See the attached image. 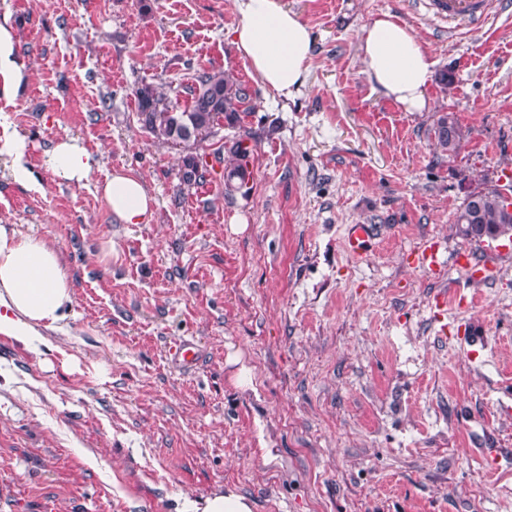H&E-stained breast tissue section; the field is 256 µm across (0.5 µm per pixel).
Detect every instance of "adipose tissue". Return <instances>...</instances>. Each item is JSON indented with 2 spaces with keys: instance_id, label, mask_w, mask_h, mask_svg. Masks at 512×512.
<instances>
[{
  "instance_id": "ef3b65f1",
  "label": "adipose tissue",
  "mask_w": 512,
  "mask_h": 512,
  "mask_svg": "<svg viewBox=\"0 0 512 512\" xmlns=\"http://www.w3.org/2000/svg\"><path fill=\"white\" fill-rule=\"evenodd\" d=\"M239 15L231 30L237 52L262 84L288 97L307 77L312 32L282 0H234ZM10 27L0 23V93L17 95L27 78V65L14 49ZM365 73L373 92L408 112L428 106L427 88L434 62L413 29L385 13L374 18L361 39ZM11 161L14 181L29 178L27 144L7 118L0 116V157ZM44 162L61 181L77 186L94 171L92 155L77 139L57 140ZM107 210L121 224H148L155 200L145 182L118 170L97 187ZM73 301L70 281L59 253L44 240L0 224V334L28 345L39 327H54Z\"/></svg>"
}]
</instances>
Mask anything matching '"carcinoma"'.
Listing matches in <instances>:
<instances>
[{
  "instance_id": "1",
  "label": "carcinoma",
  "mask_w": 512,
  "mask_h": 512,
  "mask_svg": "<svg viewBox=\"0 0 512 512\" xmlns=\"http://www.w3.org/2000/svg\"><path fill=\"white\" fill-rule=\"evenodd\" d=\"M186 104L171 98L167 92L152 84H143L136 90L140 121L158 141L164 144L191 146L214 133L220 121L235 127L241 121V107L246 90L222 70L202 69L192 76L185 86ZM436 148L450 156L459 152L464 132L454 115L446 113L437 120ZM251 137L239 135L228 149L224 171V188L227 192L245 185L247 162L252 153ZM208 164L202 156L187 154L180 169V183L194 187L206 181ZM239 183H234V180ZM460 232L466 238L481 242L484 239H512V218L506 219L502 193L497 188L480 192L476 211L461 205L455 217Z\"/></svg>"
}]
</instances>
